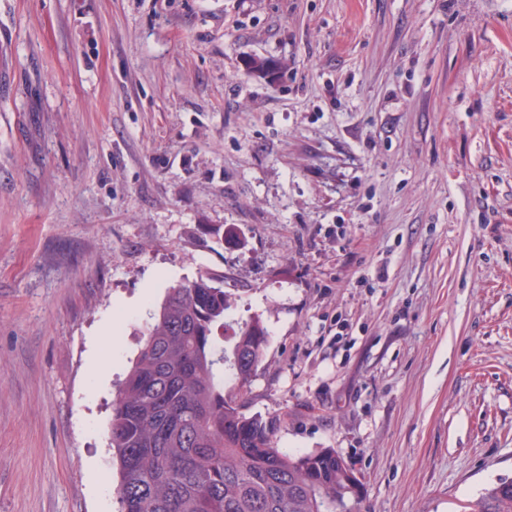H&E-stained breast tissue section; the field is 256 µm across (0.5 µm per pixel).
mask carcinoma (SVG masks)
Returning <instances> with one entry per match:
<instances>
[{
  "instance_id": "1",
  "label": "carcinoma",
  "mask_w": 512,
  "mask_h": 512,
  "mask_svg": "<svg viewBox=\"0 0 512 512\" xmlns=\"http://www.w3.org/2000/svg\"><path fill=\"white\" fill-rule=\"evenodd\" d=\"M233 298L205 273L168 289L112 399L109 448L119 512H360L336 451L278 448L279 420L248 416L238 396L263 360L255 320L224 340ZM467 512H512L500 478Z\"/></svg>"
}]
</instances>
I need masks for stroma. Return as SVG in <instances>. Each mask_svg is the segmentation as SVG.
I'll return each mask as SVG.
<instances>
[{
  "label": "stroma",
  "instance_id": "obj_1",
  "mask_svg": "<svg viewBox=\"0 0 512 512\" xmlns=\"http://www.w3.org/2000/svg\"><path fill=\"white\" fill-rule=\"evenodd\" d=\"M205 272L245 413L364 512L512 479V0H0V512H118L116 387Z\"/></svg>",
  "mask_w": 512,
  "mask_h": 512
}]
</instances>
